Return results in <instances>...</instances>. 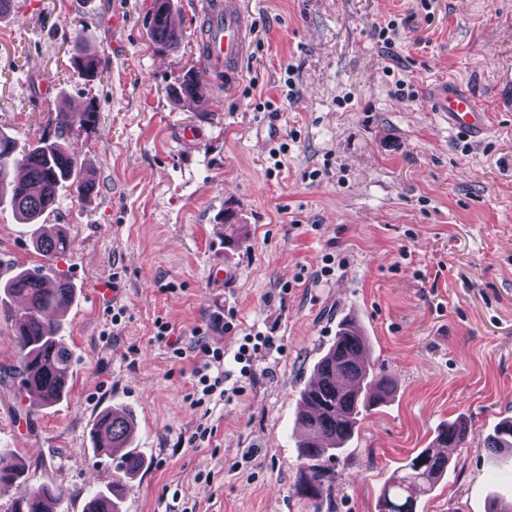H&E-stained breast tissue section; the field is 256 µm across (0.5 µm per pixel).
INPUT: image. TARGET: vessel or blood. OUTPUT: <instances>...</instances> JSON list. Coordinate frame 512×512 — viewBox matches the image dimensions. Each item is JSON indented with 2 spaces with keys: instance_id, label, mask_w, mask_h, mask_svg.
Listing matches in <instances>:
<instances>
[{
  "instance_id": "1",
  "label": "vessel or blood",
  "mask_w": 512,
  "mask_h": 512,
  "mask_svg": "<svg viewBox=\"0 0 512 512\" xmlns=\"http://www.w3.org/2000/svg\"><path fill=\"white\" fill-rule=\"evenodd\" d=\"M200 50L210 72L232 83L240 72L252 40V24L237 0H205L202 10ZM432 107L448 120L452 129L478 136L486 129L485 114L470 95L440 89Z\"/></svg>"
}]
</instances>
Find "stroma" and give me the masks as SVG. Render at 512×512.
Returning a JSON list of instances; mask_svg holds the SVG:
<instances>
[{
	"instance_id": "stroma-1",
	"label": "stroma",
	"mask_w": 512,
	"mask_h": 512,
	"mask_svg": "<svg viewBox=\"0 0 512 512\" xmlns=\"http://www.w3.org/2000/svg\"><path fill=\"white\" fill-rule=\"evenodd\" d=\"M201 2L173 0L174 50L149 37L152 0H15L0 17V134L54 141L66 105L94 186L86 199L61 189L37 226L0 204V264L48 263L76 289L70 390L51 407L9 374L16 305L0 304V451L29 488H64L66 512L114 484L122 512H303L290 494L300 393L353 318L394 390L330 461V512H377L392 474L459 418L468 441L417 512L511 503L512 455L486 439L512 418V0H240L253 39L229 86L205 69ZM392 19L387 47L378 29ZM79 45L100 57V79L75 72ZM192 69L203 98L186 104L173 89ZM443 87L476 98L485 136L432 112ZM40 229L65 232L72 251L45 261ZM257 335L241 376L234 356ZM205 344L224 351V394L196 407ZM107 408L135 417L147 463L135 476L88 440ZM200 425L210 442L193 440Z\"/></svg>"
}]
</instances>
